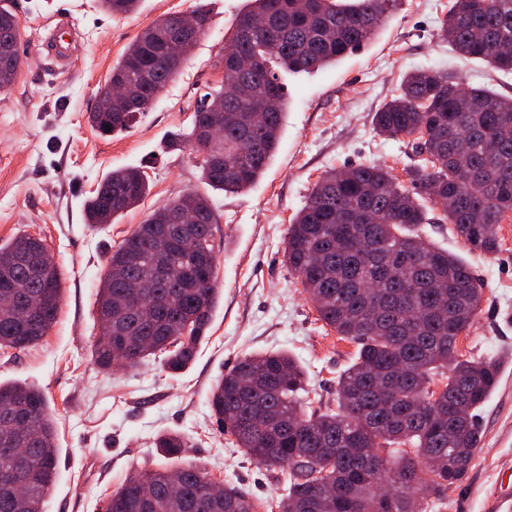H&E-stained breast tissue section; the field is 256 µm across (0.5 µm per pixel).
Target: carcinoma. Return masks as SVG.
Here are the masks:
<instances>
[{
  "instance_id": "carcinoma-1",
  "label": "carcinoma",
  "mask_w": 512,
  "mask_h": 512,
  "mask_svg": "<svg viewBox=\"0 0 512 512\" xmlns=\"http://www.w3.org/2000/svg\"><path fill=\"white\" fill-rule=\"evenodd\" d=\"M113 14L136 11L140 0H101ZM394 0H249L224 40L223 80L206 95L224 106V138L201 156L200 179L214 190L241 193L263 175L282 134L289 99L280 72L316 73L360 48L378 31ZM264 25L244 30L248 20ZM170 12L146 28L112 66V84L97 90L88 114L105 135L128 129L152 109L153 96L180 66L167 55L180 35ZM443 28L462 56L512 74V0H450ZM15 15L0 8V65L15 76ZM211 113L197 106L188 133L167 147L198 154ZM387 137L412 138L420 163L407 171L411 193L381 165L326 171L288 227L285 257L319 320L356 344L352 364L336 381V409L309 412L304 372L283 352L247 354L211 391V415L236 447L258 464L279 468L286 493L279 512H426L448 486L462 480L482 441L477 415L496 389L499 364L463 359L457 340L479 315L482 289L468 262L423 234L429 212L442 211L456 236L484 255L500 250L498 228L512 213V97L464 87L451 72H411L401 94L374 114ZM149 192L137 167L110 171L87 200V223L111 224ZM200 215L197 252L185 253L176 237H159L169 216ZM212 200L182 194L161 208L105 261L98 300L95 362L104 369L132 366L158 354L165 370L182 374L195 360L219 299L216 287ZM45 247L31 235L0 245V275L36 297L42 330L31 335L17 322L0 287V351H22L47 334L62 291L57 267L40 280L10 264L23 252ZM184 279L159 271L160 259ZM208 287L195 285L200 276ZM442 389L431 390L434 376ZM19 409L36 442L14 452L15 434L0 427V512H43L57 478V431L45 395L21 382H0V415ZM169 460L182 457L177 432L155 443ZM435 459L442 466L425 468ZM320 474L324 485L310 478ZM210 475L188 466L145 469L107 500L106 512H257L241 487L224 484L213 499Z\"/></svg>"
}]
</instances>
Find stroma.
Listing matches in <instances>:
<instances>
[{"label": "stroma", "instance_id": "stroma-1", "mask_svg": "<svg viewBox=\"0 0 512 512\" xmlns=\"http://www.w3.org/2000/svg\"><path fill=\"white\" fill-rule=\"evenodd\" d=\"M205 2L209 29L153 109L119 135L92 131L87 116L116 61L160 15ZM19 27L23 65L0 94V244L28 233L44 240L57 265L62 302L36 346L0 354V380L42 389L57 422L58 479L45 512H104L129 475L166 460L154 446L165 431L185 436L182 465L278 500L280 470L243 456L210 415L215 384L247 353L286 352L302 366L312 406L335 408L336 379L356 346L324 326L284 258L285 237L319 177L330 169L379 163L404 176L416 159L409 138L374 128L380 107L422 67L456 73L468 86L512 97V75L460 56L441 30L448 0H395L367 45L315 74H284L290 98L279 148L247 192L209 190L190 151H168L189 132L205 94L218 88L224 38L246 0H141L113 15L101 0H4ZM145 168L149 193L115 223L90 227L85 202L112 169ZM209 193L216 212L221 289L205 340L181 375L159 361L105 371L93 357L97 299L108 254L167 201ZM425 233L471 264L483 289L481 312L457 342L459 355L500 359L499 384L480 411L483 432L465 477L428 512H493L499 491L512 493V214L499 226L496 258L472 249L448 224Z\"/></svg>", "mask_w": 512, "mask_h": 512}]
</instances>
